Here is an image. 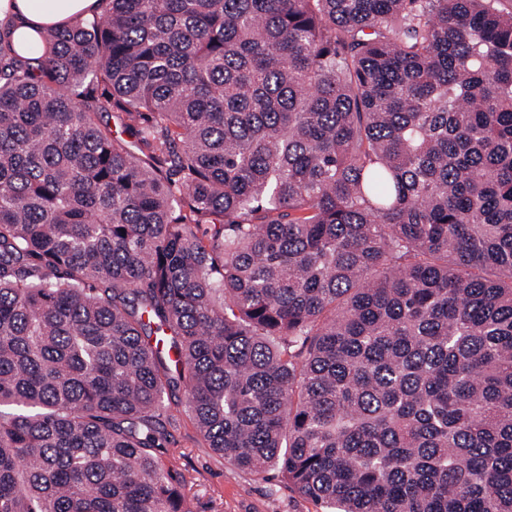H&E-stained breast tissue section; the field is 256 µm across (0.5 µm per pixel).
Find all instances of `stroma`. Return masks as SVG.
<instances>
[{"label":"stroma","mask_w":512,"mask_h":512,"mask_svg":"<svg viewBox=\"0 0 512 512\" xmlns=\"http://www.w3.org/2000/svg\"><path fill=\"white\" fill-rule=\"evenodd\" d=\"M170 430L181 452L178 464L189 480L195 512H320L318 505L288 489L280 478L260 479L215 455L187 413L176 412Z\"/></svg>","instance_id":"obj_1"}]
</instances>
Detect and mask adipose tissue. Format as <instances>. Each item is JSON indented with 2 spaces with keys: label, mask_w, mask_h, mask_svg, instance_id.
<instances>
[{
  "label": "adipose tissue",
  "mask_w": 512,
  "mask_h": 512,
  "mask_svg": "<svg viewBox=\"0 0 512 512\" xmlns=\"http://www.w3.org/2000/svg\"><path fill=\"white\" fill-rule=\"evenodd\" d=\"M100 0H0V34L20 52L35 50L41 32L99 13Z\"/></svg>",
  "instance_id": "adipose-tissue-1"
}]
</instances>
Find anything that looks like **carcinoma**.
<instances>
[{
    "instance_id": "carcinoma-1",
    "label": "carcinoma",
    "mask_w": 512,
    "mask_h": 512,
    "mask_svg": "<svg viewBox=\"0 0 512 512\" xmlns=\"http://www.w3.org/2000/svg\"><path fill=\"white\" fill-rule=\"evenodd\" d=\"M102 2L0 38V512H193L180 388L322 512H512V10Z\"/></svg>"
}]
</instances>
